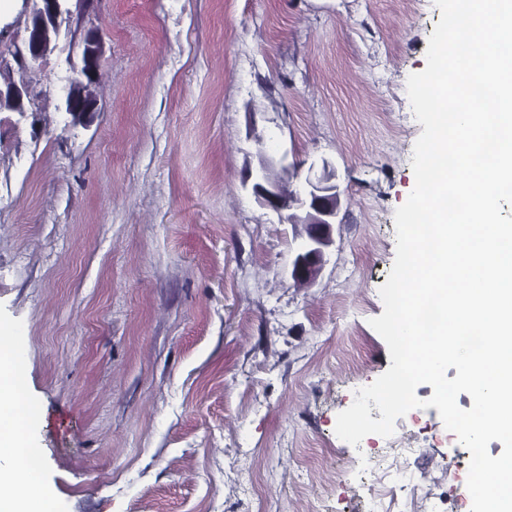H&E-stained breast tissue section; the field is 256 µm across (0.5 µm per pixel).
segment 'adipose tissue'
<instances>
[{
	"mask_svg": "<svg viewBox=\"0 0 512 512\" xmlns=\"http://www.w3.org/2000/svg\"><path fill=\"white\" fill-rule=\"evenodd\" d=\"M16 381L13 358L0 348V512H49L48 498L30 499L19 491L30 463L31 447L18 429L29 424L32 413L29 407L11 404L9 391Z\"/></svg>",
	"mask_w": 512,
	"mask_h": 512,
	"instance_id": "ef3b65f1",
	"label": "adipose tissue"
}]
</instances>
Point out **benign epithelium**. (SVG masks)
I'll return each instance as SVG.
<instances>
[{"instance_id": "1", "label": "benign epithelium", "mask_w": 512, "mask_h": 512, "mask_svg": "<svg viewBox=\"0 0 512 512\" xmlns=\"http://www.w3.org/2000/svg\"><path fill=\"white\" fill-rule=\"evenodd\" d=\"M71 0H24L28 9V25L22 46L14 61L26 71L58 47L61 19L70 14ZM102 52L95 28L87 29L83 38L81 58L84 62L70 64L66 84L61 88L62 104L68 124L88 125L99 111L97 99L90 92ZM7 110L22 117L30 111L26 82L0 85V112ZM259 165L246 170L243 186L250 189L257 202L277 214L282 224H303L301 237L290 266V277L296 282L317 278L326 263V250L333 244V230L340 206V191L332 183L335 174L323 165L322 174L312 175L309 166L306 176L301 167L288 164V154L280 157L282 171L292 179V186L283 188L273 175L275 163L266 154V143L257 141Z\"/></svg>"}]
</instances>
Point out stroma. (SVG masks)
<instances>
[{"label": "stroma", "instance_id": "obj_1", "mask_svg": "<svg viewBox=\"0 0 512 512\" xmlns=\"http://www.w3.org/2000/svg\"><path fill=\"white\" fill-rule=\"evenodd\" d=\"M57 50L12 53L0 0V332L25 344L41 492L55 512H374L339 412L391 365L371 327L396 256V209L423 130L406 84L426 67L434 0H72ZM102 40L89 126L59 89L88 26ZM328 165L341 192L317 279L288 274L303 229L242 185L256 137ZM391 512L461 507L471 454L436 408ZM429 493L416 499L415 491ZM7 110L17 113L21 117L31 110L28 86L24 80L21 82H8L0 84V112Z\"/></svg>", "mask_w": 512, "mask_h": 512}]
</instances>
